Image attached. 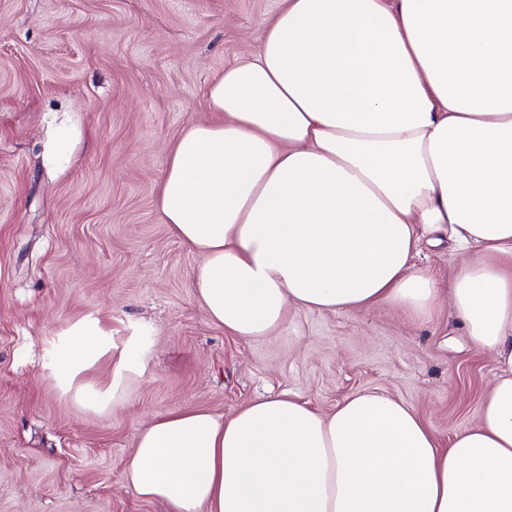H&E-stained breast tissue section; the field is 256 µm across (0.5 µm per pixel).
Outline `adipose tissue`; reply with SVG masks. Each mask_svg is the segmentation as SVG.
Returning <instances> with one entry per match:
<instances>
[{"label":"adipose tissue","instance_id":"obj_1","mask_svg":"<svg viewBox=\"0 0 512 512\" xmlns=\"http://www.w3.org/2000/svg\"><path fill=\"white\" fill-rule=\"evenodd\" d=\"M158 191L203 261L213 323L268 336L289 307H389L427 323L452 304L497 374L480 425L448 445L373 391L329 414L288 393L231 416L154 415L125 479L170 512H512V0H284L258 49L209 82ZM450 242L452 285L419 258ZM112 356L98 318L63 332L50 376L99 412Z\"/></svg>","mask_w":512,"mask_h":512}]
</instances>
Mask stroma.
<instances>
[{
    "label": "stroma",
    "mask_w": 512,
    "mask_h": 512,
    "mask_svg": "<svg viewBox=\"0 0 512 512\" xmlns=\"http://www.w3.org/2000/svg\"><path fill=\"white\" fill-rule=\"evenodd\" d=\"M282 0H0V512H167L124 466L156 412L231 415L289 392L323 412L375 389L444 440L473 429L496 373L453 309H289L271 336L225 335L200 308L201 263L157 192L183 128L209 122L211 77L254 52ZM71 132L57 162V128ZM91 315L136 348L101 413L50 378L60 334Z\"/></svg>",
    "instance_id": "stroma-1"
}]
</instances>
